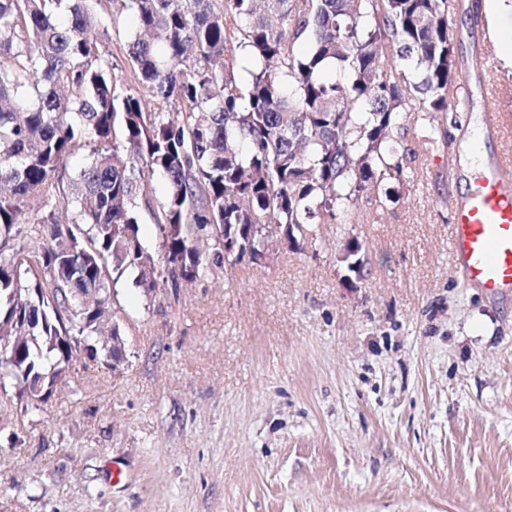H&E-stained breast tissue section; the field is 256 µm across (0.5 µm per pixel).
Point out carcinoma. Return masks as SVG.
I'll list each match as a JSON object with an SVG mask.
<instances>
[{"label":"carcinoma","mask_w":512,"mask_h":512,"mask_svg":"<svg viewBox=\"0 0 512 512\" xmlns=\"http://www.w3.org/2000/svg\"><path fill=\"white\" fill-rule=\"evenodd\" d=\"M117 1L137 19L128 57L152 108L102 49V0H0V336L14 337L0 382L30 403L51 399L75 352L112 365L96 343L112 275L150 293L163 263L176 291L226 264L224 236L239 244L233 261H254L263 224L300 250L321 224L357 223L360 194L410 178L407 137L448 140L438 115L460 86L446 0ZM172 100L184 110L165 111ZM155 174L166 193L153 203L140 188ZM35 199L41 215L24 227ZM23 233L34 247L16 244ZM347 246L358 271L363 245Z\"/></svg>","instance_id":"1"}]
</instances>
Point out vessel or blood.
Returning <instances> with one entry per match:
<instances>
[{"label": "vessel or blood", "mask_w": 512, "mask_h": 512, "mask_svg": "<svg viewBox=\"0 0 512 512\" xmlns=\"http://www.w3.org/2000/svg\"><path fill=\"white\" fill-rule=\"evenodd\" d=\"M500 97V90H487L483 110L488 133L502 137ZM449 227L454 262L468 283L491 297L512 295V155L484 167L455 203Z\"/></svg>", "instance_id": "b4317fda"}]
</instances>
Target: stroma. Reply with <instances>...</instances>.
I'll return each mask as SVG.
<instances>
[{"instance_id":"35a3bbf8","label":"stroma","mask_w":512,"mask_h":512,"mask_svg":"<svg viewBox=\"0 0 512 512\" xmlns=\"http://www.w3.org/2000/svg\"><path fill=\"white\" fill-rule=\"evenodd\" d=\"M447 6L461 80L512 90V68L471 65L485 0ZM135 33L123 12L103 44L128 87ZM447 119V147L315 245L176 291L119 278L121 373L74 359L37 408L0 387V512H512V297L449 247L479 100Z\"/></svg>"}]
</instances>
